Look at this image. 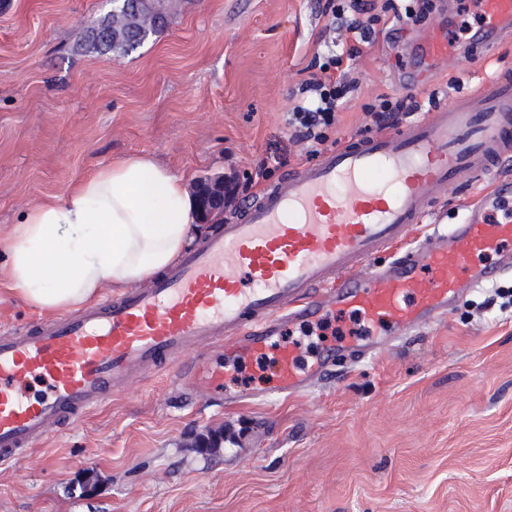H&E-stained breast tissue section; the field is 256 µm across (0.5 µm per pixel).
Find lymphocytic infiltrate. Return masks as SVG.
<instances>
[{
    "mask_svg": "<svg viewBox=\"0 0 512 512\" xmlns=\"http://www.w3.org/2000/svg\"><path fill=\"white\" fill-rule=\"evenodd\" d=\"M328 9L339 20L353 44L346 52L328 55L316 72L303 82V96L288 114V129L303 146L307 157L319 156L337 123V114L344 103L359 89L356 78L343 66L344 59L355 58L359 45L370 42L383 13L395 12L398 19L414 24L425 21L433 9L432 0H409L398 7L394 0L375 6L373 0H329ZM421 106L413 99L394 100L378 96L364 108L368 129L384 130L413 118Z\"/></svg>",
    "mask_w": 512,
    "mask_h": 512,
    "instance_id": "f902f5d3",
    "label": "lymphocytic infiltrate"
}]
</instances>
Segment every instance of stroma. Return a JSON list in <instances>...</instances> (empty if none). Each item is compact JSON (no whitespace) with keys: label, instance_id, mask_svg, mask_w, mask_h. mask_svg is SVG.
Masks as SVG:
<instances>
[{"label":"stroma","instance_id":"1","mask_svg":"<svg viewBox=\"0 0 512 512\" xmlns=\"http://www.w3.org/2000/svg\"><path fill=\"white\" fill-rule=\"evenodd\" d=\"M325 5L165 0L166 28L117 56L84 40L110 0H0V229L127 153L194 183L235 177L236 211L307 165L285 118L338 39ZM378 29L351 62L360 88L338 141L362 135L376 96L427 108L448 80L512 69L509 41L457 51L412 92L399 82L411 32L390 12ZM261 164L267 179L249 183ZM488 295L292 398L225 406V388L264 382L250 364L190 402L169 372L129 378L0 464V512H512V309L484 308ZM214 431L223 440L201 447Z\"/></svg>","mask_w":512,"mask_h":512}]
</instances>
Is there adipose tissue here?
<instances>
[{
    "label": "adipose tissue",
    "mask_w": 512,
    "mask_h": 512,
    "mask_svg": "<svg viewBox=\"0 0 512 512\" xmlns=\"http://www.w3.org/2000/svg\"><path fill=\"white\" fill-rule=\"evenodd\" d=\"M185 175L129 153L26 210L7 234L6 286L53 315L174 264L202 233Z\"/></svg>",
    "instance_id": "ef3b65f1"
}]
</instances>
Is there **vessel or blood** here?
<instances>
[{"label":"vessel or blood","mask_w":512,"mask_h":512,"mask_svg":"<svg viewBox=\"0 0 512 512\" xmlns=\"http://www.w3.org/2000/svg\"><path fill=\"white\" fill-rule=\"evenodd\" d=\"M478 8L468 47L512 40V0ZM456 47L440 8L406 46L405 85L422 88ZM492 173L490 194L413 239L444 189ZM510 197L512 73L503 71L422 119L351 138L288 172L151 287L0 336V461L22 459L132 375L171 368L189 389L210 388L213 374L179 362L194 344L223 346L228 375L275 351L273 390L282 396L326 379L336 356L373 359L512 271V216L489 219ZM333 313L359 316L365 332L305 362L286 329Z\"/></svg>","instance_id":"obj_1"}]
</instances>
